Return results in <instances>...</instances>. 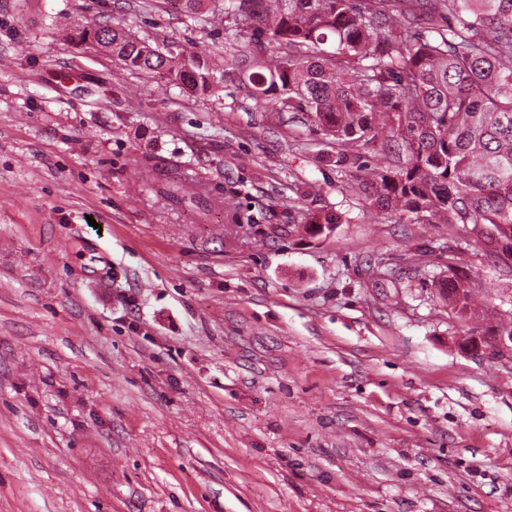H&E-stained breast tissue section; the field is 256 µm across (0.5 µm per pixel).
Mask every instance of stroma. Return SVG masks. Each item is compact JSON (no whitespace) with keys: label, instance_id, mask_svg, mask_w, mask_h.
Listing matches in <instances>:
<instances>
[{"label":"stroma","instance_id":"35a3bbf8","mask_svg":"<svg viewBox=\"0 0 512 512\" xmlns=\"http://www.w3.org/2000/svg\"><path fill=\"white\" fill-rule=\"evenodd\" d=\"M109 14L224 61L211 0H0V512H512V365L438 295L512 310V258L346 196L231 78L65 41ZM465 279L464 272L449 264L448 278L440 283L438 289L440 297L448 299V316L459 320H468L474 314L472 290L464 288Z\"/></svg>","mask_w":512,"mask_h":512}]
</instances>
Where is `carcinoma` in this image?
I'll use <instances>...</instances> for the list:
<instances>
[{"label": "carcinoma", "instance_id": "cac0c4a2", "mask_svg": "<svg viewBox=\"0 0 512 512\" xmlns=\"http://www.w3.org/2000/svg\"><path fill=\"white\" fill-rule=\"evenodd\" d=\"M224 70L263 112H299L334 152L345 190L411 224H449L512 257V0H224ZM112 60L190 95L213 63L127 35L112 20ZM340 217L323 209L311 232ZM465 273L448 264V316L472 315Z\"/></svg>", "mask_w": 512, "mask_h": 512}]
</instances>
